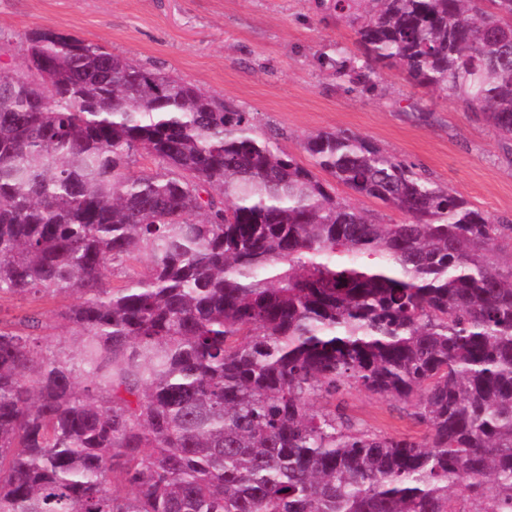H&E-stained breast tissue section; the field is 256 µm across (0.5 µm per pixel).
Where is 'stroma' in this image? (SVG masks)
I'll return each mask as SVG.
<instances>
[{
	"mask_svg": "<svg viewBox=\"0 0 512 512\" xmlns=\"http://www.w3.org/2000/svg\"><path fill=\"white\" fill-rule=\"evenodd\" d=\"M331 0H0V61L21 67L22 37L48 28L154 63L214 99L254 113L259 131L279 130L300 154L317 130H349L415 164L478 210L512 219V154L479 115L445 94L414 86L399 69L361 83L323 62L336 46L359 51L356 27ZM435 115L433 124L415 120ZM347 410L387 434L421 438L402 402L359 389Z\"/></svg>",
	"mask_w": 512,
	"mask_h": 512,
	"instance_id": "1",
	"label": "stroma"
}]
</instances>
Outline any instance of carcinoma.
Masks as SVG:
<instances>
[{
  "instance_id": "1",
  "label": "carcinoma",
  "mask_w": 512,
  "mask_h": 512,
  "mask_svg": "<svg viewBox=\"0 0 512 512\" xmlns=\"http://www.w3.org/2000/svg\"><path fill=\"white\" fill-rule=\"evenodd\" d=\"M333 9L364 49L337 74L393 66L512 144V0ZM24 52L0 65V300L32 305L0 322V512H512V224L355 132L307 135L305 165L155 65L50 29ZM61 295L76 333L46 353ZM353 388L423 438L355 422ZM331 183L335 188V192L338 197L350 200L351 202L355 203L358 207L375 215L381 222L395 223L401 222L403 220L402 215L396 212L385 210L380 204L374 203L373 201L363 198H356L344 186L339 185L334 181H331Z\"/></svg>"
}]
</instances>
